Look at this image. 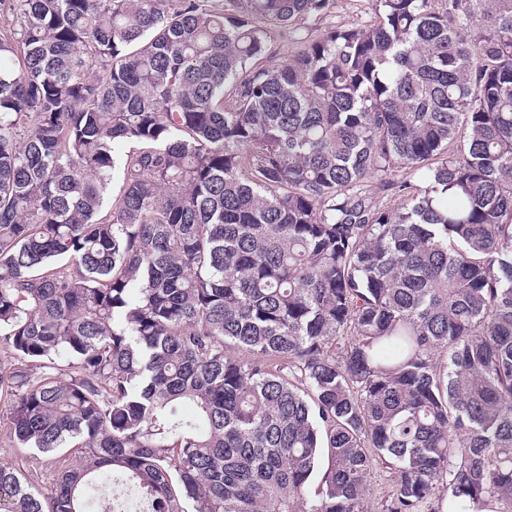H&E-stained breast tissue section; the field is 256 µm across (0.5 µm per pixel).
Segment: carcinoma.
Segmentation results:
<instances>
[{
  "mask_svg": "<svg viewBox=\"0 0 512 512\" xmlns=\"http://www.w3.org/2000/svg\"><path fill=\"white\" fill-rule=\"evenodd\" d=\"M368 2L13 0L0 512H512V0ZM369 5L366 0H337L336 1V21H352L356 18H368ZM9 463L25 472L33 485L46 492L55 483L56 470L32 458L27 448H21L9 438L7 430L0 424V463ZM371 498L375 507H380L393 491V479L389 470L376 466L369 475Z\"/></svg>",
  "mask_w": 512,
  "mask_h": 512,
  "instance_id": "obj_1",
  "label": "carcinoma"
}]
</instances>
